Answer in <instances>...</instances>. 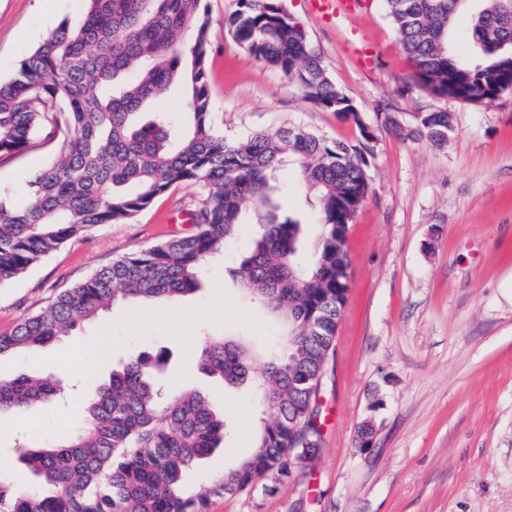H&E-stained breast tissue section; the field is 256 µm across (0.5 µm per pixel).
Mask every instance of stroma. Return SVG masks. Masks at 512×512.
I'll return each mask as SVG.
<instances>
[{
    "mask_svg": "<svg viewBox=\"0 0 512 512\" xmlns=\"http://www.w3.org/2000/svg\"><path fill=\"white\" fill-rule=\"evenodd\" d=\"M238 2H202L210 20L209 88L225 136L296 126L354 140V124L311 105L282 73L240 47L225 26ZM281 4L375 127L379 144L352 232L350 299L321 392L316 467L296 470L275 492L260 481L213 498L208 512H512V91L472 103L422 89L384 0H367L336 27L320 21L309 0ZM85 9V0H56L51 11L46 0H0V78L10 77L48 31L76 22ZM362 40L374 47L371 62L355 55ZM430 111L454 117L445 148L401 133ZM386 112L397 126L384 125ZM59 149L38 134L20 154L0 158V200L15 201ZM202 193L195 182L173 185L131 222L100 225L1 283L0 334L112 260L167 239L173 228L192 232L180 215ZM234 261L231 253L208 260L194 294L156 302L152 313L124 301L78 327L72 338L92 343L106 328L115 345L92 375L60 377L64 388L89 394L113 365L166 353L169 388L225 404L229 432L222 448L189 470L193 489L249 453L259 422L250 392L198 370L201 336L243 338L264 353L284 344L280 324L229 277ZM67 348L61 340L31 356H2L0 376H60ZM69 409L61 402L0 414V482L30 487L32 476L17 458L19 438L59 439L72 426ZM366 420L374 429L367 448L357 438Z\"/></svg>",
    "mask_w": 512,
    "mask_h": 512,
    "instance_id": "obj_1",
    "label": "stroma"
}]
</instances>
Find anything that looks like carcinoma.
Listing matches in <instances>:
<instances>
[{
	"label": "carcinoma",
	"instance_id": "obj_1",
	"mask_svg": "<svg viewBox=\"0 0 512 512\" xmlns=\"http://www.w3.org/2000/svg\"><path fill=\"white\" fill-rule=\"evenodd\" d=\"M83 19L61 23L0 80V156L23 151L42 132L62 137L59 155L27 181L22 200L0 201V284L101 224L125 223L171 186L202 185L195 231L116 259L61 293L41 313L0 335V355L44 346L120 299L157 301L194 292L203 262L222 256L252 211L259 226L230 273L243 293L285 330L284 349L260 374L250 347L206 338L200 369L246 387L263 418L252 451L208 486L181 487L185 469L224 442V406L200 392H172L156 378L161 361L139 354L82 400V422L51 446L28 438L21 461L39 486L0 483V512H206L213 496L257 480L276 491L291 480L294 439L321 423L305 418L317 374H327L347 301V232L370 189L378 137L310 50L301 25L277 0H239L225 25L254 58L281 72L313 106L355 125L352 143L301 127L229 140L213 120L205 60L209 21L202 0H86ZM415 80L436 96L493 101L512 87V0H385ZM474 10L469 32L458 15ZM134 80L123 81L127 72ZM177 84L182 122L157 110L134 116ZM453 117L421 112L407 136L448 144ZM288 169L317 210L313 257L303 224L283 214L280 174ZM62 394L51 375L0 378V412Z\"/></svg>",
	"mask_w": 512,
	"mask_h": 512
}]
</instances>
